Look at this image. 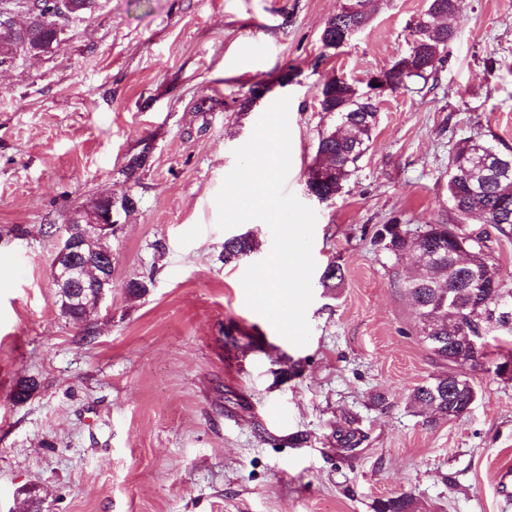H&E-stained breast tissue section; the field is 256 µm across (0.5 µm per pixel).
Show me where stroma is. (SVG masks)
I'll return each mask as SVG.
<instances>
[{
	"label": "stroma",
	"instance_id": "obj_1",
	"mask_svg": "<svg viewBox=\"0 0 512 512\" xmlns=\"http://www.w3.org/2000/svg\"><path fill=\"white\" fill-rule=\"evenodd\" d=\"M342 3L95 0L50 53L0 67V512L33 497L42 512H374L400 493L421 512H512V381L470 372L477 399L448 422L410 401L445 367L404 292L419 257L377 238L447 221L460 141L512 148V0H457L442 67L384 96L357 169L321 203L305 182L331 123L322 84H359L406 56L427 7L373 0L349 44L324 48ZM258 82L270 90L254 101ZM286 96L285 190L317 214V271H344L333 294L313 281L302 347L245 304L268 225L219 229L215 202L234 149ZM107 194L136 206L108 241L112 296L87 340L59 312L57 238L39 228ZM16 224L32 236L11 239ZM246 232L254 252L225 263V239ZM132 280L145 295L128 294ZM22 378L38 387L17 403ZM349 419L363 439L346 450L336 431Z\"/></svg>",
	"mask_w": 512,
	"mask_h": 512
}]
</instances>
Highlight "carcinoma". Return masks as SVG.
<instances>
[{"instance_id": "1", "label": "carcinoma", "mask_w": 512, "mask_h": 512, "mask_svg": "<svg viewBox=\"0 0 512 512\" xmlns=\"http://www.w3.org/2000/svg\"><path fill=\"white\" fill-rule=\"evenodd\" d=\"M364 18L336 14L324 28L322 42L336 48V32L348 24L365 26ZM411 52L398 62L396 85L418 80L428 81L444 63L448 42L455 31L440 26L429 37L419 25L411 30ZM55 34L51 28L34 22L15 33L0 34V64L16 58L12 47L27 40L50 43ZM438 57V64L430 59ZM320 111L334 118V124L319 135L316 157L323 158L331 173L316 181L306 182L308 192L325 201L336 197L343 184L355 171L357 162L367 149L371 132L378 119L379 104L361 97L356 84L338 79L323 85L319 99ZM341 110H336V107ZM504 151L481 139H465L457 147L448 169V198L454 220L448 224H427L413 238L402 234L398 225H384L381 239L385 249L398 254L407 249L424 251L423 272L405 282L420 323L421 333L432 355L450 365L458 359L468 360L472 370L492 372L512 380V353L495 361L487 360L492 344L504 340L496 334L512 335V321L495 314L496 302L512 303V291L502 287V274L492 256L490 237L486 230L471 228L469 215L480 212L487 224L507 237L512 233V163L500 162L486 166L483 158L489 153ZM254 251L248 234H239L224 241V263H234ZM343 279L340 266L331 264L323 271V287L333 290ZM465 373H446L411 390L410 399L431 411L434 420L451 421L468 414L476 400L474 387H457L467 381ZM375 512H419L412 498L401 494L377 501Z\"/></svg>"}]
</instances>
